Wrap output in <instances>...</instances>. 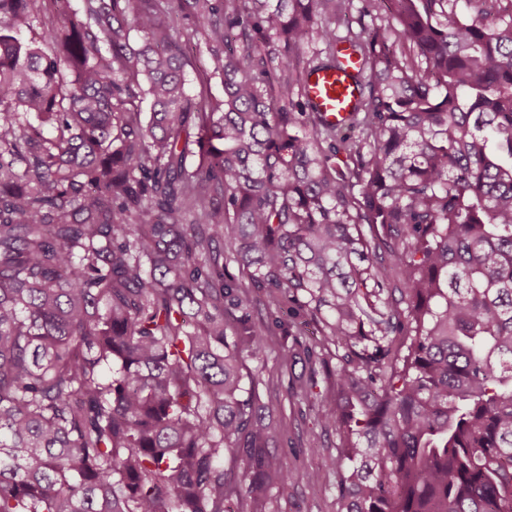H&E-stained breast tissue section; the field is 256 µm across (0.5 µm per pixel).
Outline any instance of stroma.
<instances>
[{"instance_id": "stroma-1", "label": "stroma", "mask_w": 512, "mask_h": 512, "mask_svg": "<svg viewBox=\"0 0 512 512\" xmlns=\"http://www.w3.org/2000/svg\"><path fill=\"white\" fill-rule=\"evenodd\" d=\"M261 400L273 399L282 407L275 428L277 452L285 467H302L314 476L320 493L304 485H289L277 491L280 512H337V473L327 457L337 443L335 429H322L315 419L316 400L299 394L300 380L309 375L303 362L287 364L282 359L281 338L273 336L263 361L246 359Z\"/></svg>"}]
</instances>
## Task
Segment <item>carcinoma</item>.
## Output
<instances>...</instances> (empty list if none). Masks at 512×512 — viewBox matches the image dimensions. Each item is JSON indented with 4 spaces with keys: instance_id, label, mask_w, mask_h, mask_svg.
<instances>
[{
    "instance_id": "obj_1",
    "label": "carcinoma",
    "mask_w": 512,
    "mask_h": 512,
    "mask_svg": "<svg viewBox=\"0 0 512 512\" xmlns=\"http://www.w3.org/2000/svg\"><path fill=\"white\" fill-rule=\"evenodd\" d=\"M52 2L0 0V512L312 484L245 383L253 289L318 326L282 351L325 375L337 512H512V0H82L21 40ZM185 39L224 96L187 92ZM343 45L333 124L306 79ZM339 70H319L308 78V100L323 112L332 123L345 119L356 101L357 59L354 56L344 59Z\"/></svg>"
}]
</instances>
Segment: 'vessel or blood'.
<instances>
[{"instance_id": "vessel-or-blood-1", "label": "vessel or blood", "mask_w": 512, "mask_h": 512, "mask_svg": "<svg viewBox=\"0 0 512 512\" xmlns=\"http://www.w3.org/2000/svg\"><path fill=\"white\" fill-rule=\"evenodd\" d=\"M356 58L349 57L338 70H319L308 78V100L332 123L345 119L356 101Z\"/></svg>"}]
</instances>
